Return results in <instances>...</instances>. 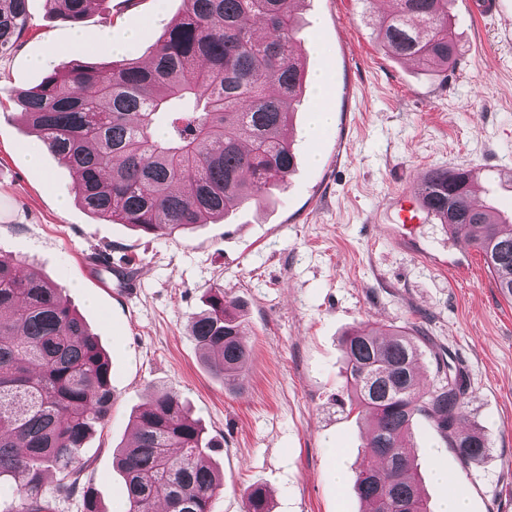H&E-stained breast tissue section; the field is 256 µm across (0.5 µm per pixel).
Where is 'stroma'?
<instances>
[{
    "label": "stroma",
    "mask_w": 512,
    "mask_h": 512,
    "mask_svg": "<svg viewBox=\"0 0 512 512\" xmlns=\"http://www.w3.org/2000/svg\"><path fill=\"white\" fill-rule=\"evenodd\" d=\"M473 2L448 0L461 54L444 71L378 49L373 22L390 0H303L297 45L309 80L287 186L261 205L155 237L92 217L53 155L29 166L35 137L11 96L77 56L148 63L183 0H112L79 27L94 38L81 49L69 45L76 27L47 0H28V32L0 53V255L63 288L112 357L115 401L81 452L82 481L104 512L125 510L114 456L151 386L178 393L213 439L211 460L224 475L215 512H244L250 486L269 489L272 512H361L352 484L337 486L332 470L354 474L363 457L366 429L350 410L340 338L367 322L413 330L426 386L447 367L462 373L464 426L490 439L487 458L467 465L432 420L414 418L432 508L453 492L470 512H512V302L481 254L438 220L402 223L395 203L431 170L461 167L492 201L512 202V0L489 17ZM37 56L46 66H32ZM322 103L332 119L318 127L312 110ZM94 253L139 278L138 291L101 287L85 269ZM216 287L250 327L236 392L202 365L189 330ZM438 465L449 485L435 481Z\"/></svg>",
    "instance_id": "1"
}]
</instances>
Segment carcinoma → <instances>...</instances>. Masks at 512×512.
Masks as SVG:
<instances>
[{
	"mask_svg": "<svg viewBox=\"0 0 512 512\" xmlns=\"http://www.w3.org/2000/svg\"><path fill=\"white\" fill-rule=\"evenodd\" d=\"M28 0H0V53L29 27ZM81 23L102 0H49ZM297 0H184L149 64L93 65L80 59L13 95L36 137L72 171L88 212L147 234L172 236L258 203L297 165L289 128L306 82L295 52ZM266 33L258 36L253 24ZM380 47L419 66L448 69L457 44L448 0H394L374 28ZM480 188L470 169H435L421 190L451 237L480 252L496 287L512 300V225L472 207ZM249 325L237 301L216 288L191 336L208 370L238 387L250 356ZM350 410L369 428L355 492L364 512H430L419 489L411 424L434 421L464 463L489 450L488 437L460 429L465 382L422 388L421 352L404 330L368 325L341 337ZM111 357L61 291L22 261L0 257V486L18 495L5 512H55L82 493L80 448L115 399ZM214 447L180 396L150 389L131 443L116 463L126 512H213L224 478ZM58 475L51 492L48 474ZM245 512H271L260 488Z\"/></svg>",
	"mask_w": 512,
	"mask_h": 512,
	"instance_id": "cac0c4a2",
	"label": "carcinoma"
}]
</instances>
